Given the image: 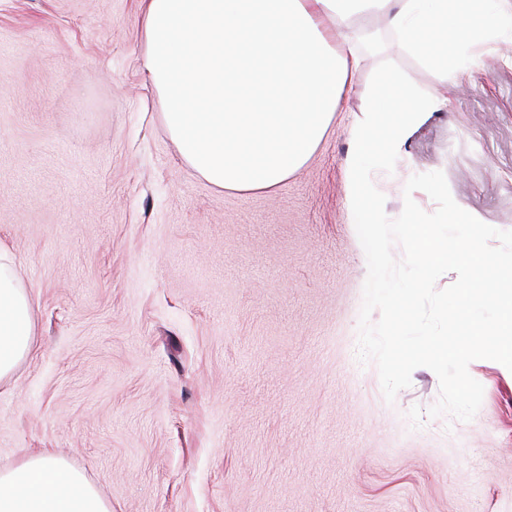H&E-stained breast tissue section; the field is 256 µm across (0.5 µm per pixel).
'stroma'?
Returning <instances> with one entry per match:
<instances>
[{"instance_id": "1", "label": "stroma", "mask_w": 512, "mask_h": 512, "mask_svg": "<svg viewBox=\"0 0 512 512\" xmlns=\"http://www.w3.org/2000/svg\"><path fill=\"white\" fill-rule=\"evenodd\" d=\"M361 61L320 141L271 189L185 162L141 73L139 0H0V245L37 343L0 382V468L47 450L112 512H512V371L477 359L475 417L423 418L426 367L387 402L358 359L367 262L348 191L373 72L437 106L372 180L398 217L415 174L512 230V40L470 71L352 17Z\"/></svg>"}]
</instances>
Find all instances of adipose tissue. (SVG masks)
I'll return each mask as SVG.
<instances>
[{"mask_svg":"<svg viewBox=\"0 0 512 512\" xmlns=\"http://www.w3.org/2000/svg\"><path fill=\"white\" fill-rule=\"evenodd\" d=\"M462 0H140L142 70L183 160L213 186L270 189L320 140L357 57L337 26L385 13L408 49L434 64L475 67ZM35 347L34 306L0 246V380ZM0 512H112L50 452L0 471Z\"/></svg>","mask_w":512,"mask_h":512,"instance_id":"1","label":"adipose tissue"}]
</instances>
